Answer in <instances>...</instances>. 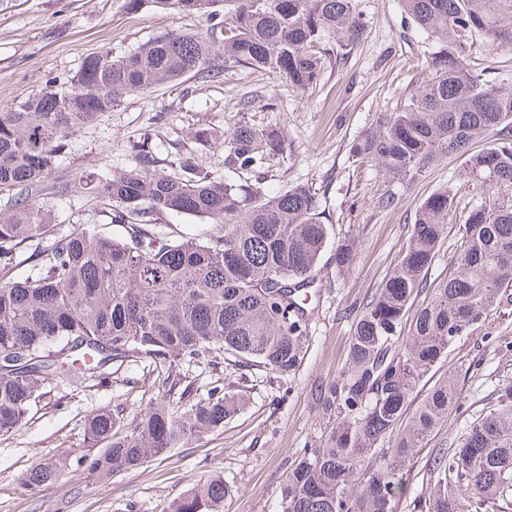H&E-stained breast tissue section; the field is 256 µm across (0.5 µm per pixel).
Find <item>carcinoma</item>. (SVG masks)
Listing matches in <instances>:
<instances>
[{"label": "carcinoma", "mask_w": 512, "mask_h": 512, "mask_svg": "<svg viewBox=\"0 0 512 512\" xmlns=\"http://www.w3.org/2000/svg\"><path fill=\"white\" fill-rule=\"evenodd\" d=\"M161 11L206 18L202 32L155 36L119 57H87L67 92L30 96L0 112V191L16 196L0 212V433L22 424L37 392L56 378L80 386L104 382L100 369L113 361L147 357L166 367V394L178 387L177 369L203 359L217 365L231 350L281 376L303 359L306 301L312 272L327 245L316 194L302 184L268 195L253 183L215 181L190 157L157 165L152 138L132 142L136 165L98 185L110 223L123 238L81 224L61 237L44 210L28 199L55 164L75 128L110 112L131 94L188 74L217 77L214 60L265 72L306 91L320 83L324 36L344 49L359 40L364 22L358 0H151ZM405 19L435 42L424 84L410 90L395 111L352 146L408 183L451 157L493 192L464 215L454 271L432 300L412 303L459 209L444 188L415 210L409 240L392 274L363 306L353 329L347 370L321 388L324 408L338 426L324 447L308 448L281 488L279 512H394L403 486L399 473L416 449L458 403L453 373L435 381L406 415L417 384L464 336H471L492 307L511 302L512 205L494 189L512 185V92L486 84L470 64L473 43L512 49V0H402ZM283 151L273 127L237 124L224 137V164L260 174ZM205 218L215 229L201 240L163 236L149 217ZM29 249L32 272L8 276L17 253ZM356 245H336L340 271L355 262ZM410 321L405 345L402 324ZM158 403L124 426L122 417L99 410L85 436L99 451L81 460L99 481L135 470L146 460L224 427L241 399L224 384L206 397ZM390 447H383L387 437ZM429 493L411 512H481L490 499L509 508L512 490V385L427 465ZM61 464L45 463L29 483L52 485ZM228 493L215 475L194 484L172 512H219Z\"/></svg>", "instance_id": "obj_1"}]
</instances>
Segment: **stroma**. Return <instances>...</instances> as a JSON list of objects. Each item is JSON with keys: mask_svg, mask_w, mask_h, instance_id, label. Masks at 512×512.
Wrapping results in <instances>:
<instances>
[{"mask_svg": "<svg viewBox=\"0 0 512 512\" xmlns=\"http://www.w3.org/2000/svg\"><path fill=\"white\" fill-rule=\"evenodd\" d=\"M359 9L362 38L344 61L327 58L314 89L299 91L269 74L228 67L217 78L188 75L127 96L70 135L55 169L30 198L50 211L58 232L100 224L106 235H123L86 182L132 166L129 143L147 134L163 168L190 156L215 181L256 180L269 194L309 186L330 243L354 239L356 262L341 271L326 256L315 271L305 357L296 372L283 377L230 354L215 366L183 365L182 382L191 390L205 392L217 381L242 395L246 405L223 428L137 470L105 482L89 478L77 465L89 452L85 424L101 409H120L129 418L148 409L161 397L164 367L141 358L106 365L109 378L102 384L90 380L76 389L48 382L23 423L0 435V512H170L174 500L216 471L230 489L222 512H278L288 471L305 449L322 447L336 424L318 391L343 372L359 306L395 267L416 206L445 187L465 204H479L487 194L485 184L464 175L458 158L428 168L408 187L353 157V143L424 81L426 58L434 49L432 39L404 22L401 0H359ZM206 27L203 18L158 12L150 0L134 11L127 0H0V112L17 109L35 93L71 89L89 55L123 56L158 34ZM477 56L485 83L512 90V50L484 43ZM244 121L278 128L285 140L283 160L257 177L225 167L219 147L225 132ZM200 126L212 131L214 141L195 139ZM389 193L400 195L399 205L381 208L379 199ZM452 368L461 372L460 405L404 467L407 494L396 501L395 512H409L412 497L426 492L427 459L489 410L497 388L512 383V304L490 312L474 335L458 341L420 381L415 398ZM59 458L67 466L54 484L28 485L31 469Z\"/></svg>", "mask_w": 512, "mask_h": 512, "instance_id": "obj_1", "label": "stroma"}]
</instances>
